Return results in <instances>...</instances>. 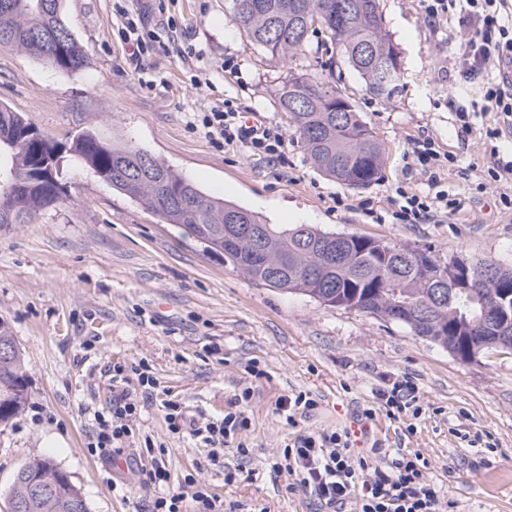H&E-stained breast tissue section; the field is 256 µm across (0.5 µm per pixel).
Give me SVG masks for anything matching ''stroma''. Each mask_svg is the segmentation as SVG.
<instances>
[{
  "label": "stroma",
  "instance_id": "1",
  "mask_svg": "<svg viewBox=\"0 0 512 512\" xmlns=\"http://www.w3.org/2000/svg\"><path fill=\"white\" fill-rule=\"evenodd\" d=\"M380 9L401 62L400 92L389 100L367 90L324 30L289 62L256 48L240 33L232 0H61L86 67L62 73L0 47V105L58 143L91 129L135 144L271 224H314L512 267V209L500 199L512 187L487 173L493 158L512 161V126L488 111L481 79L457 73L467 28L456 12L430 22L424 0H380ZM130 24L142 55L124 41ZM298 76L348 97L382 144L371 184L348 187L317 168L277 103ZM220 105L278 128L281 160L206 137L203 118ZM461 108L471 132L461 130ZM424 141L448 157L440 187L458 207L436 223L406 224L394 214L427 189L411 152ZM62 177L67 196L53 210L0 226V321L28 379L23 412L0 424V512L16 472L42 457L80 487L89 512H148L160 493L149 480L159 462L174 490L191 479L253 512H321L270 465L300 435L341 430L368 408L369 441L423 452L455 512H512L511 352L463 361L407 325L263 286L89 170ZM138 364L155 385L123 455L111 458L95 446L98 418L112 409L114 366ZM253 364L260 376L249 374ZM402 377L415 383L420 412L394 421L376 392ZM246 388L247 457L230 447L211 460L204 435L171 431L165 420L171 400L197 427L221 421ZM298 392L317 406L291 423L276 401ZM463 432L482 443L467 445ZM237 466L245 477L225 484V468Z\"/></svg>",
  "mask_w": 512,
  "mask_h": 512
}]
</instances>
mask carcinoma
<instances>
[{"mask_svg":"<svg viewBox=\"0 0 512 512\" xmlns=\"http://www.w3.org/2000/svg\"><path fill=\"white\" fill-rule=\"evenodd\" d=\"M343 0H233L239 29L254 45L273 57L289 60L309 51V33L319 26L339 46L348 65L364 80L367 90L383 99L398 93L399 53L383 31L379 0H357L352 17L341 15ZM374 46L376 58L394 69L386 80L381 66L358 55L360 45ZM0 45L35 56L61 72L85 67L82 46L65 25L60 0H0ZM336 93L318 84L293 78L279 92L278 102L288 113L295 132L317 166L329 177L352 175L364 184L377 176L384 157L381 145L356 109L335 112ZM33 129L22 114L0 107V224H27L62 199L64 166L79 164L130 197L163 221L184 231L210 253L224 256L253 281L271 288L296 291L334 307L357 309L382 317L398 308L396 321L410 324L411 307L426 302L423 274L405 255L417 251L399 246L401 256H387L391 244L382 239L350 234L344 247H336V234L311 224L283 228L266 224L251 211L201 191L193 182L133 144L108 143L88 130L78 133L70 146L30 135ZM259 231L245 237L239 226ZM279 263L283 275L268 280L267 260ZM477 269L492 268L499 286L512 289V268L474 262ZM492 289L457 290L432 312L419 336L438 341L441 333L481 339L484 302ZM28 380L24 357L10 327L0 321V424L24 409ZM36 476L56 493L28 498V481ZM88 512L80 489L67 480L53 460H35L15 475L7 512Z\"/></svg>","mask_w":512,"mask_h":512,"instance_id":"obj_1","label":"carcinoma"}]
</instances>
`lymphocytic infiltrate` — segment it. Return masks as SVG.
Returning a JSON list of instances; mask_svg holds the SVG:
<instances>
[{
	"instance_id": "obj_1",
	"label": "lymphocytic infiltrate",
	"mask_w": 512,
	"mask_h": 512,
	"mask_svg": "<svg viewBox=\"0 0 512 512\" xmlns=\"http://www.w3.org/2000/svg\"><path fill=\"white\" fill-rule=\"evenodd\" d=\"M455 5L461 6L475 27L460 56L461 72L467 78L482 77L488 109L512 122V84L492 72L494 65L512 63V0H429L426 14L434 18ZM203 127L207 137L223 140L226 146L261 150L274 160L284 144L282 133L261 122L243 123L231 110H213ZM115 374L120 389L110 419L99 422L97 446L119 454L131 431L129 422L138 410L130 384L135 381L146 386L150 378L142 372L129 378L120 368ZM249 398V391H242L231 401L221 422L206 426L207 439L213 445L212 458H219L222 448L229 445L235 446L237 453H244V446L236 445L235 440L250 425L246 414ZM353 450L350 432L305 434L284 449L282 461L273 463L272 469L293 476L296 485L309 490L327 512H346L351 502L357 512H447L440 488L429 477L431 463L420 451L376 446L368 454L357 456ZM189 500L194 502L195 512L240 509L236 503L225 506L206 485L190 480L181 490L155 497L150 512H184Z\"/></svg>"
}]
</instances>
